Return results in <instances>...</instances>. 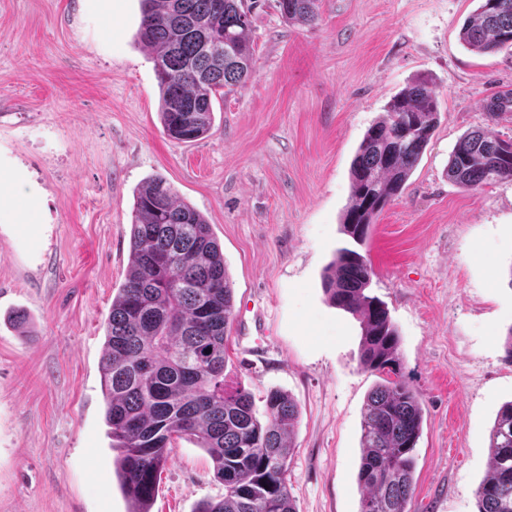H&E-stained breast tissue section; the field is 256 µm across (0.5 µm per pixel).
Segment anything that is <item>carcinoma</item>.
<instances>
[{"mask_svg":"<svg viewBox=\"0 0 512 512\" xmlns=\"http://www.w3.org/2000/svg\"><path fill=\"white\" fill-rule=\"evenodd\" d=\"M318 0H277L288 22L311 25ZM461 40L477 53L512 48V0H477ZM138 41L148 48L170 139L192 143L214 123L213 99L242 88L256 59L244 0H140ZM512 91L490 99L495 116ZM438 123L431 78L394 95L365 132L350 167V202L321 286L329 303L361 323L360 366L379 375L362 415L360 512H407L414 450L422 435L420 393L402 372L400 337L386 303L370 294L374 270L358 251L377 217L399 197ZM446 175L464 189L512 179V138L466 134ZM234 313L224 252L210 224L161 176L134 194L126 280L112 299L100 363L105 420L117 451L115 472L128 512H151L174 440L189 437L211 458L224 485L195 512H296L287 473L299 411L271 391L265 420L254 397L224 381V342ZM491 468L479 485L478 512H512V403L490 434Z\"/></svg>","mask_w":512,"mask_h":512,"instance_id":"obj_1","label":"carcinoma"}]
</instances>
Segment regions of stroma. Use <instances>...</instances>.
I'll use <instances>...</instances> for the list:
<instances>
[{"mask_svg":"<svg viewBox=\"0 0 512 512\" xmlns=\"http://www.w3.org/2000/svg\"><path fill=\"white\" fill-rule=\"evenodd\" d=\"M475 0H319L315 24L256 0V70L216 101L209 134L182 144L158 116L140 0H0V170L37 197L28 223L0 210V512H127L99 364L125 281L135 190L160 175L202 213L224 251L235 307L228 383L299 410L288 486L297 512H359L361 420L377 374L361 329L330 305L325 267L347 243L351 162L387 102L419 75L439 123L403 193L362 252L424 403L408 512H478L490 433L512 402V181L466 190L449 157L479 129L512 137V49L460 40ZM29 319L28 335L13 324ZM209 455L178 439L151 512L218 497Z\"/></svg>","mask_w":512,"mask_h":512,"instance_id":"1","label":"stroma"}]
</instances>
